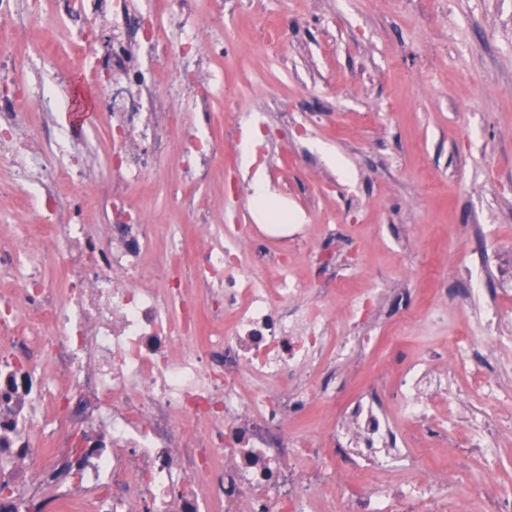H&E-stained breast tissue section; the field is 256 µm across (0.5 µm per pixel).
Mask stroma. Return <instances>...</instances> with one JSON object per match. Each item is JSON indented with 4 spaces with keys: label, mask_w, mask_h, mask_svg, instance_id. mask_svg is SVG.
<instances>
[{
    "label": "stroma",
    "mask_w": 512,
    "mask_h": 512,
    "mask_svg": "<svg viewBox=\"0 0 512 512\" xmlns=\"http://www.w3.org/2000/svg\"><path fill=\"white\" fill-rule=\"evenodd\" d=\"M201 37L222 49L215 66L229 97L212 99L208 122L184 109L179 129L206 122L223 136L230 110L237 137L259 132L257 168L306 227L295 272L321 288L313 261L332 253L381 309L410 291L407 313L367 323L378 348L340 372L343 393L378 374L393 379L395 355L434 351L435 370L449 371L452 388L480 409L472 353L443 350L449 337L481 333L473 308L448 301L449 290L476 282L503 300L501 333L512 335V0H236ZM177 146L170 140L163 175L131 192L192 248L190 214L171 203ZM252 193L229 148L190 191L227 202L212 216L218 232L231 220L253 223Z\"/></svg>",
    "instance_id": "1"
}]
</instances>
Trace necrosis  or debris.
Here are the masks:
<instances>
[{
	"instance_id": "4bbe7bcc",
	"label": "necrosis or debris",
	"mask_w": 512,
	"mask_h": 512,
	"mask_svg": "<svg viewBox=\"0 0 512 512\" xmlns=\"http://www.w3.org/2000/svg\"><path fill=\"white\" fill-rule=\"evenodd\" d=\"M19 1L0 0V161L22 189L15 212L37 206L58 246H40L17 221L0 236V512H512L495 474L498 384H484L471 420L467 454L482 461L483 480L463 462L429 466L406 423L431 427L434 397L466 395L449 393L423 358L400 367L390 396L370 385L338 399L337 363L356 365L378 343L357 331L378 302L349 290L352 270L317 302L288 251L248 250L244 225L191 255L181 233L130 198L159 170L180 103L226 94L193 0H58L52 10L23 0L42 34L26 44ZM61 40L85 74L122 76V89L98 99L105 161L89 153L88 133L63 129L49 143L27 121L28 108L54 97ZM23 70L41 78L38 93ZM223 160L210 132L184 134L174 203ZM251 266L275 269L274 286L249 280ZM341 294L340 332L326 300ZM484 295L469 288L453 301L478 304L485 363L508 339ZM318 402L335 415L315 433L290 431Z\"/></svg>"
}]
</instances>
